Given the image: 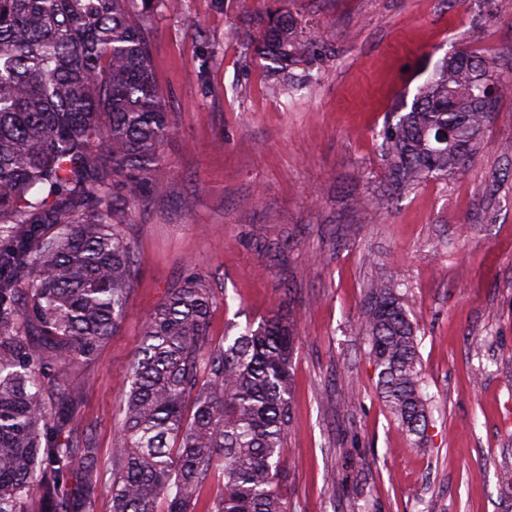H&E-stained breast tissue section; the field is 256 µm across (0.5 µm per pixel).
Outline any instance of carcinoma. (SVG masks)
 <instances>
[{
    "mask_svg": "<svg viewBox=\"0 0 512 512\" xmlns=\"http://www.w3.org/2000/svg\"><path fill=\"white\" fill-rule=\"evenodd\" d=\"M0 0V512H95L91 438L65 436L72 385L118 329L137 278L125 236L139 187L172 131L150 67L141 0ZM243 40L284 71L307 44L286 15ZM503 89L490 62L442 59L382 132L406 186L460 172ZM215 297L192 272L147 319L112 448V512H285L297 337L279 316L211 346ZM361 327L393 418L422 447L428 425L416 329L391 280L366 288Z\"/></svg>",
    "mask_w": 512,
    "mask_h": 512,
    "instance_id": "cac0c4a2",
    "label": "carcinoma"
}]
</instances>
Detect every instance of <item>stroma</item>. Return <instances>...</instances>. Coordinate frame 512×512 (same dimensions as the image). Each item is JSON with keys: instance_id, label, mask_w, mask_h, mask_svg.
Here are the masks:
<instances>
[{"instance_id": "obj_1", "label": "stroma", "mask_w": 512, "mask_h": 512, "mask_svg": "<svg viewBox=\"0 0 512 512\" xmlns=\"http://www.w3.org/2000/svg\"><path fill=\"white\" fill-rule=\"evenodd\" d=\"M279 14L309 47L294 72L310 84L291 96L242 40ZM145 33L174 129L126 229L139 278L116 333L66 366L102 473L143 325L190 266L216 295L212 345L294 321L287 512H512V93L463 171L401 189L381 151L384 125L448 52L512 82V0H154ZM377 278L400 283L417 326L421 448L381 398L361 331Z\"/></svg>"}]
</instances>
